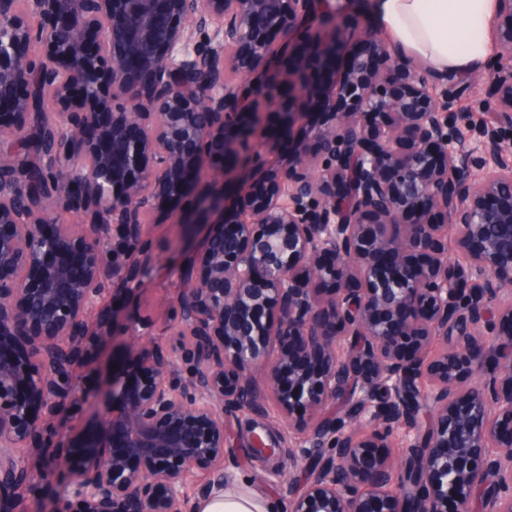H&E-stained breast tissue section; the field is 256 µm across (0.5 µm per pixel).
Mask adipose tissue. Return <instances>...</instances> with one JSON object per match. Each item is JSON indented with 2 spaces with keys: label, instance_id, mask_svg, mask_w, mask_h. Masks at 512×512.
I'll use <instances>...</instances> for the list:
<instances>
[{
  "label": "adipose tissue",
  "instance_id": "obj_1",
  "mask_svg": "<svg viewBox=\"0 0 512 512\" xmlns=\"http://www.w3.org/2000/svg\"><path fill=\"white\" fill-rule=\"evenodd\" d=\"M496 0H373L391 42L435 70L466 75L490 55Z\"/></svg>",
  "mask_w": 512,
  "mask_h": 512
}]
</instances>
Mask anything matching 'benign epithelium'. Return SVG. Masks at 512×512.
I'll return each mask as SVG.
<instances>
[{
  "label": "benign epithelium",
  "mask_w": 512,
  "mask_h": 512,
  "mask_svg": "<svg viewBox=\"0 0 512 512\" xmlns=\"http://www.w3.org/2000/svg\"><path fill=\"white\" fill-rule=\"evenodd\" d=\"M340 2L0 0V512L38 484L57 490L42 512H198L237 468L231 418L288 425L286 469L252 437L284 512H512V0L472 77L480 125L455 79ZM318 102L314 148L267 165ZM203 166L255 174L176 215L209 230L174 341L141 345L145 318L88 338L115 287L145 288L148 215ZM118 336L137 368L94 390L96 428L61 436L76 369ZM483 92V87L470 88L464 93H460L455 98V109L464 114L465 118L471 123H481L487 119L486 112H475V100Z\"/></svg>",
  "instance_id": "7a95c632"
}]
</instances>
